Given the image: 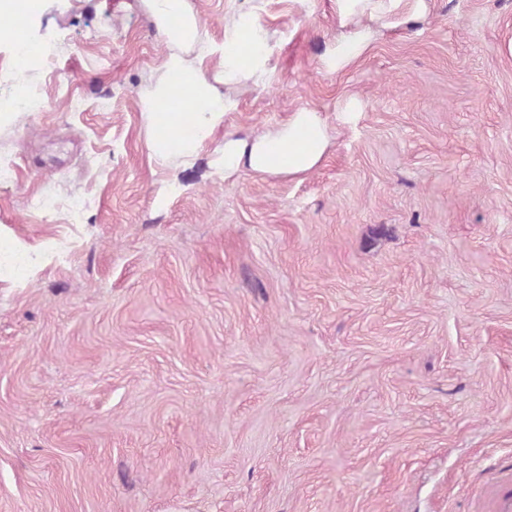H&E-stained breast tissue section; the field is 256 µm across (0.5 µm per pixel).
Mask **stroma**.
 <instances>
[{
    "label": "stroma",
    "mask_w": 512,
    "mask_h": 512,
    "mask_svg": "<svg viewBox=\"0 0 512 512\" xmlns=\"http://www.w3.org/2000/svg\"><path fill=\"white\" fill-rule=\"evenodd\" d=\"M426 2L326 74L332 0H189L214 43L237 6L275 35L226 127L326 116L298 177L149 165L141 0H40L23 74L0 40V95L44 101L0 122V237L58 252L0 257V512H480L512 467V0Z\"/></svg>",
    "instance_id": "stroma-1"
}]
</instances>
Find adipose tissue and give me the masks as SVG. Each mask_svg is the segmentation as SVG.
Masks as SVG:
<instances>
[{
  "instance_id": "obj_1",
  "label": "adipose tissue",
  "mask_w": 512,
  "mask_h": 512,
  "mask_svg": "<svg viewBox=\"0 0 512 512\" xmlns=\"http://www.w3.org/2000/svg\"><path fill=\"white\" fill-rule=\"evenodd\" d=\"M171 47L158 75L140 100L147 158L159 167L194 164L204 147L223 132L212 166L232 176L246 169L257 175L299 176L316 168L331 137L326 118L300 108L288 121L260 132L224 131V117L236 102L228 88L259 83L273 68L271 36L252 11L238 8L224 16V41L204 37L189 0H144ZM338 33L319 58L327 73L343 71L372 48L381 30L426 13L425 0H333ZM218 55L219 70L208 75L204 58Z\"/></svg>"
}]
</instances>
